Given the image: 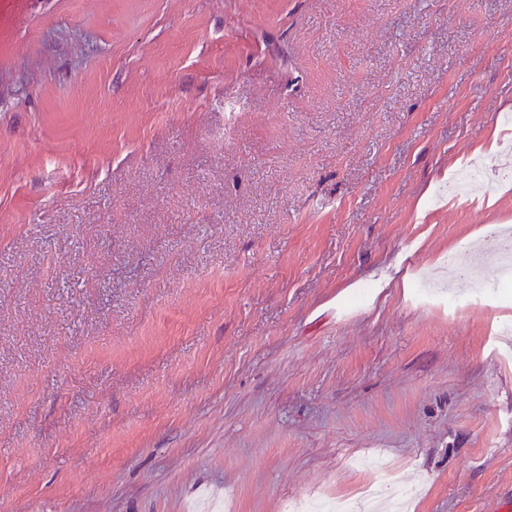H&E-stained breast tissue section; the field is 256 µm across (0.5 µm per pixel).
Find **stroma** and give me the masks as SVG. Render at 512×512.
Here are the masks:
<instances>
[{
	"label": "stroma",
	"mask_w": 512,
	"mask_h": 512,
	"mask_svg": "<svg viewBox=\"0 0 512 512\" xmlns=\"http://www.w3.org/2000/svg\"><path fill=\"white\" fill-rule=\"evenodd\" d=\"M505 114L512 0H0V512H496Z\"/></svg>",
	"instance_id": "1"
}]
</instances>
